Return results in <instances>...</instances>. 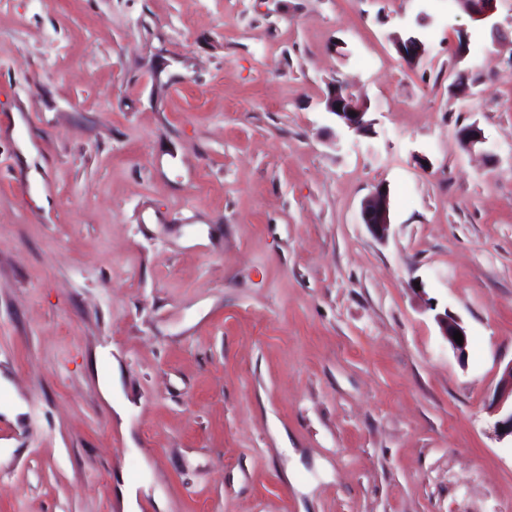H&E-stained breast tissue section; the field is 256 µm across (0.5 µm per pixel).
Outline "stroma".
I'll return each mask as SVG.
<instances>
[{
	"mask_svg": "<svg viewBox=\"0 0 512 512\" xmlns=\"http://www.w3.org/2000/svg\"><path fill=\"white\" fill-rule=\"evenodd\" d=\"M511 362L512 0H0V512H512ZM394 46L400 58L408 65L418 63L426 55L425 45L412 32L396 35ZM326 112L335 116L337 121L349 130L360 132L371 126L367 119L369 106L366 101L354 98L346 93L342 87L334 88L332 92L323 99ZM355 112V115H351ZM389 214L390 191L380 184L362 204V224H366L374 236L384 238L390 226ZM436 321L453 349L456 350L459 355L465 356L468 338L466 330L461 325L459 319L445 310L443 314L440 313L436 315ZM456 331H459L463 336L462 345H459L453 338L454 332ZM510 398V410L506 407ZM493 412L499 415L494 429L497 436L512 440V362L508 364L501 375L494 399L490 405Z\"/></svg>",
	"mask_w": 512,
	"mask_h": 512,
	"instance_id": "1",
	"label": "stroma"
}]
</instances>
